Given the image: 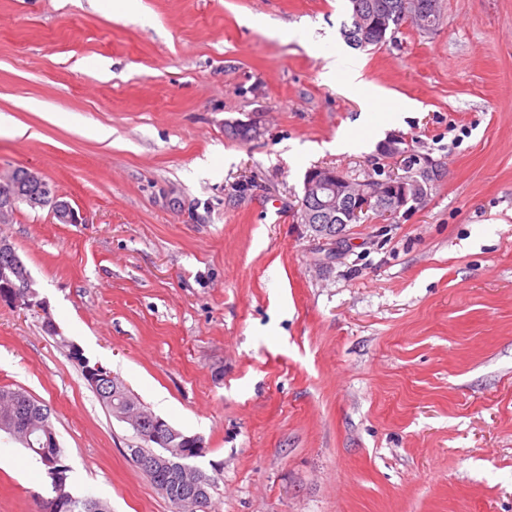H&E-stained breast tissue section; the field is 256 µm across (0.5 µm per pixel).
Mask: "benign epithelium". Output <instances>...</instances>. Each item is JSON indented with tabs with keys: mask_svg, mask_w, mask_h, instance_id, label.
<instances>
[{
	"mask_svg": "<svg viewBox=\"0 0 512 512\" xmlns=\"http://www.w3.org/2000/svg\"><path fill=\"white\" fill-rule=\"evenodd\" d=\"M231 129L243 131L248 138L256 139L262 133L260 114H254L245 122H237ZM31 182L41 186V194L28 197V203L33 208L49 206L54 215L65 224H78L80 219L74 208L66 201L59 199L49 183L38 174L30 173ZM422 197L421 185L406 177L389 176L385 179L367 177L363 180L348 178L335 168L313 167L309 169L303 180L301 203L296 211L297 220L310 228L316 224H334L336 233L324 231L318 235L322 250L328 255L336 253V237L341 235L349 224L359 222L363 215L372 212L385 219H390L411 202ZM15 196L10 183H0V221L8 218L13 209ZM34 294L15 289L0 291V301L9 302L15 306L32 308L41 306L40 302L32 300ZM17 423L27 425L26 440L36 430H44L43 445L49 448L56 442L54 433L39 424L28 421V417L16 414ZM156 433L152 441L164 448H199L200 441L195 435H188L168 425L163 419L153 420Z\"/></svg>",
	"mask_w": 512,
	"mask_h": 512,
	"instance_id": "obj_1",
	"label": "benign epithelium"
}]
</instances>
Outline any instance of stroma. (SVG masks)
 I'll return each mask as SVG.
<instances>
[{
	"instance_id": "35a3bbf8",
	"label": "stroma",
	"mask_w": 512,
	"mask_h": 512,
	"mask_svg": "<svg viewBox=\"0 0 512 512\" xmlns=\"http://www.w3.org/2000/svg\"><path fill=\"white\" fill-rule=\"evenodd\" d=\"M113 2L0 0V111L34 133L0 129V175L36 170L81 217L0 223L41 303L0 302V388L48 406L77 493L172 512L70 342L203 437L213 512H512V0H441L435 29L365 49L347 0ZM411 164L422 199L335 258L297 223L309 168ZM49 485L0 432V512Z\"/></svg>"
}]
</instances>
